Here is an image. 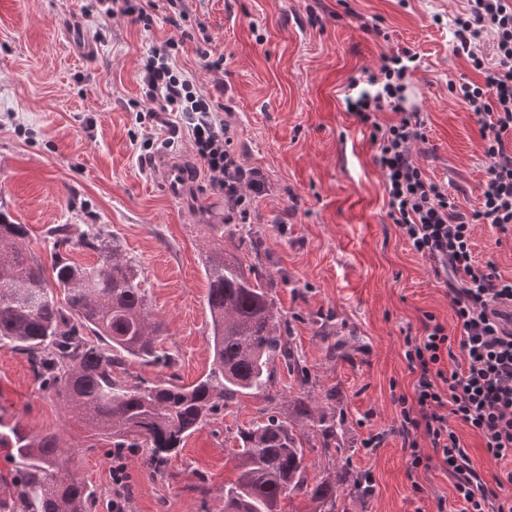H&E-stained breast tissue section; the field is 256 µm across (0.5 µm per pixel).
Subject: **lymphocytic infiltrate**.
<instances>
[{
    "label": "lymphocytic infiltrate",
    "instance_id": "obj_1",
    "mask_svg": "<svg viewBox=\"0 0 512 512\" xmlns=\"http://www.w3.org/2000/svg\"><path fill=\"white\" fill-rule=\"evenodd\" d=\"M93 8L146 26L161 9L173 24L187 16L184 0H95ZM174 48L168 40L147 53L140 68L144 98L129 108L139 122L169 124V114L179 113V123L169 124L171 135L189 136L211 189L228 205L227 223H249L264 177L239 164L229 149L223 103L198 90L178 68ZM453 51L479 75L455 88L479 127L488 160L478 209L462 211L413 153L426 134L421 112L407 104L417 59L410 49L382 53L378 69L352 79L347 110L372 129L387 218L412 252L431 261L456 317V335L427 313L420 334L403 338L413 384L411 393L394 398V431L408 453L406 476L414 482L419 473L441 470L453 484L459 512H512V497L499 494L512 485V277H503L493 261L476 259L472 241L478 224L497 237L512 236V0H466L454 22ZM383 112L391 120L381 121ZM460 424L502 465L494 484H487L467 452L456 430ZM425 439L432 448L428 454L422 451Z\"/></svg>",
    "mask_w": 512,
    "mask_h": 512
}]
</instances>
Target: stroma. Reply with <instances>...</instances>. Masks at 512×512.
<instances>
[{
  "label": "stroma",
  "instance_id": "obj_1",
  "mask_svg": "<svg viewBox=\"0 0 512 512\" xmlns=\"http://www.w3.org/2000/svg\"><path fill=\"white\" fill-rule=\"evenodd\" d=\"M92 0H0V206L27 225L31 246L49 259L59 224L94 225L113 234L142 272L148 300L166 332L171 367L131 364V376L190 385L209 368L206 251L224 244L264 280L285 320L302 375L275 366L268 395L244 396L194 431L163 475L146 454L125 449L133 488L130 512H222L224 486L238 474V428L268 414L304 427L306 477L316 484L337 468L371 475L373 494L344 492L336 512H437L453 500L447 476L406 477V456L392 434L394 395L411 390L403 338L423 314L455 319L448 290L386 216L383 176L373 163L370 127L345 108L351 78L377 68L382 52L418 55L411 93L427 123L415 151L429 177L446 184L463 209L478 203L486 176L483 141L452 85L477 80L452 50L453 20L465 0H186L182 27L155 15L151 26L91 13ZM353 7L355 17L345 14ZM377 16L383 36L359 17ZM204 22L223 73L207 71L192 18ZM81 28L86 40L73 37ZM174 40L176 61L201 91L223 87L230 149L259 169L265 193L249 229L222 242L224 198L209 185L188 136L139 125L128 109L140 99L138 70L154 46ZM91 133H84V126ZM161 150L140 158V136ZM194 169L195 182L171 194V171ZM473 250L512 276V239L476 225ZM346 340L342 357L330 349ZM0 411L32 432L58 433L71 471L109 512L112 440L97 435L63 399L38 388L25 355L0 349ZM386 433L383 447L361 441ZM346 445L337 454L336 440Z\"/></svg>",
  "mask_w": 512,
  "mask_h": 512
}]
</instances>
